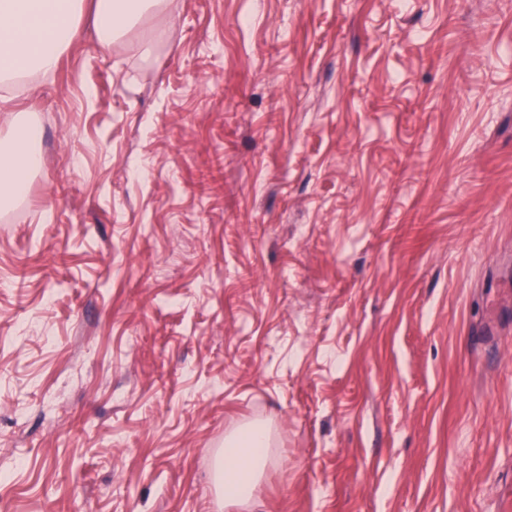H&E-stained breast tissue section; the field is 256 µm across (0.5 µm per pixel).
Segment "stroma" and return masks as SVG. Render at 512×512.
I'll list each match as a JSON object with an SVG mask.
<instances>
[{
	"label": "stroma",
	"mask_w": 512,
	"mask_h": 512,
	"mask_svg": "<svg viewBox=\"0 0 512 512\" xmlns=\"http://www.w3.org/2000/svg\"><path fill=\"white\" fill-rule=\"evenodd\" d=\"M77 25L0 84V512H512V0ZM38 133L34 129H16L11 139L0 146L1 206L9 205L25 194L30 175L41 164L36 149ZM270 446V433L260 424L241 429L225 442L224 466L221 463L218 472L225 502L242 504L252 499Z\"/></svg>",
	"instance_id": "stroma-1"
}]
</instances>
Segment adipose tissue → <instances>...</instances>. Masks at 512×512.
<instances>
[{"mask_svg": "<svg viewBox=\"0 0 512 512\" xmlns=\"http://www.w3.org/2000/svg\"><path fill=\"white\" fill-rule=\"evenodd\" d=\"M83 4L84 0H0V80L30 71L53 72L77 36L76 17ZM162 6L163 0H95L98 42L110 44ZM37 139V131L18 129L0 145V204L9 205L24 195L30 175L41 164ZM270 446V433L260 424L247 426L226 441L218 472L225 501L242 504L252 499Z\"/></svg>", "mask_w": 512, "mask_h": 512, "instance_id": "ef3b65f1", "label": "adipose tissue"}]
</instances>
